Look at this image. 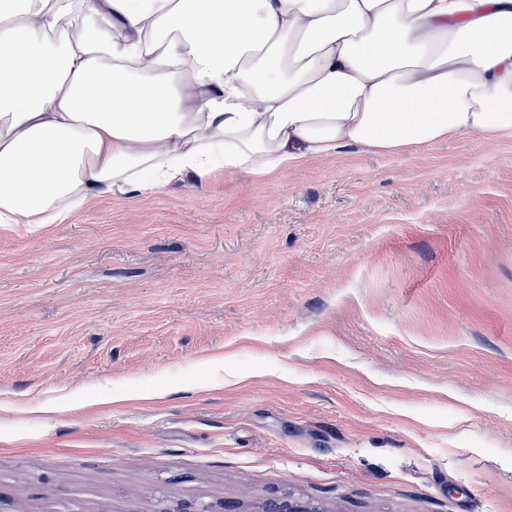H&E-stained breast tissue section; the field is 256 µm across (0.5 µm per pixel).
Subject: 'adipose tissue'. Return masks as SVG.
<instances>
[{"label":"adipose tissue","mask_w":512,"mask_h":512,"mask_svg":"<svg viewBox=\"0 0 512 512\" xmlns=\"http://www.w3.org/2000/svg\"><path fill=\"white\" fill-rule=\"evenodd\" d=\"M512 136V0H0V224Z\"/></svg>","instance_id":"ef3b65f1"}]
</instances>
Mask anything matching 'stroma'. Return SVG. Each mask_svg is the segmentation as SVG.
<instances>
[{
	"label": "stroma",
	"instance_id": "35a3bbf8",
	"mask_svg": "<svg viewBox=\"0 0 512 512\" xmlns=\"http://www.w3.org/2000/svg\"><path fill=\"white\" fill-rule=\"evenodd\" d=\"M285 498L512 512V138L0 225V512Z\"/></svg>",
	"mask_w": 512,
	"mask_h": 512
}]
</instances>
